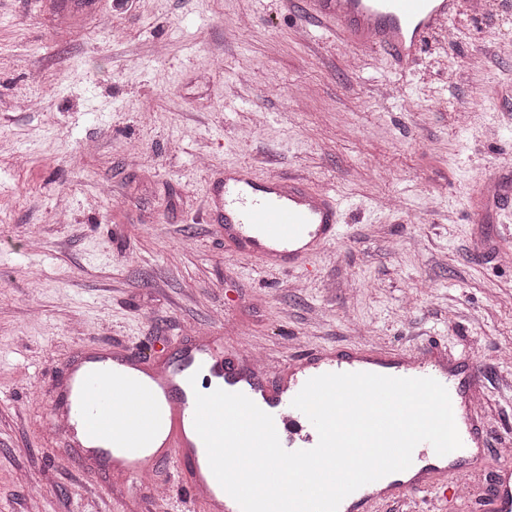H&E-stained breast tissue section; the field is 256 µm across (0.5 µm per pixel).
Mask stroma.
<instances>
[{
  "mask_svg": "<svg viewBox=\"0 0 512 512\" xmlns=\"http://www.w3.org/2000/svg\"><path fill=\"white\" fill-rule=\"evenodd\" d=\"M453 30L401 72L303 0H0V512H156L43 431L91 342L431 339L478 360L487 451L512 448V231L472 206L512 176V0H459ZM238 166L335 193L340 240L240 258L204 219Z\"/></svg>",
  "mask_w": 512,
  "mask_h": 512,
  "instance_id": "1",
  "label": "stroma"
}]
</instances>
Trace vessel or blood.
Segmentation results:
<instances>
[{"mask_svg":"<svg viewBox=\"0 0 512 512\" xmlns=\"http://www.w3.org/2000/svg\"><path fill=\"white\" fill-rule=\"evenodd\" d=\"M307 13L329 23L355 56L387 49L398 67L413 65L431 34L447 33L457 0H304ZM223 230L241 256L268 267L296 268L341 237L342 209L327 190L281 175L257 177L246 167L228 168L220 189ZM482 207L512 211V188L495 184ZM207 373L215 387L241 392L272 415L282 447L308 450L318 433L292 405L311 378L325 373L369 372L403 378L431 377L451 398L462 446L437 455L418 444L411 466L348 495L338 512H378L384 502L441 490L463 502L461 481L479 466L495 468L486 512H512V453H486L475 391L479 370L471 358L449 360L436 343L394 350L371 344L303 350L289 359L257 363L223 337L192 336L177 360L158 361L101 344H89L56 384L52 416L57 435L86 474L118 471L131 494L169 507L172 487L157 477L161 464L178 469L188 494L207 512H240L214 477L194 429L195 397L188 379Z\"/></svg>","mask_w":512,"mask_h":512,"instance_id":"1","label":"vessel or blood"}]
</instances>
